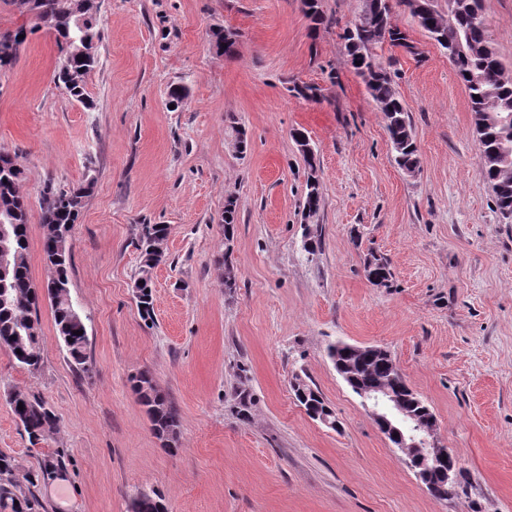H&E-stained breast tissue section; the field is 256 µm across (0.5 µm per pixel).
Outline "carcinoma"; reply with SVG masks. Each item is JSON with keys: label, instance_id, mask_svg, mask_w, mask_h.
I'll list each match as a JSON object with an SVG mask.
<instances>
[{"label": "carcinoma", "instance_id": "obj_1", "mask_svg": "<svg viewBox=\"0 0 512 512\" xmlns=\"http://www.w3.org/2000/svg\"><path fill=\"white\" fill-rule=\"evenodd\" d=\"M360 2L358 15L352 24L343 28L340 38L350 63L384 115L397 165L402 169L414 168L419 165V158L410 115L390 74L373 54V49L384 43L413 54V45L395 21V8L407 6L408 0ZM453 2L456 3V12L444 15L437 11L429 18L418 20V24L446 51L461 37L471 41L469 52L451 57L449 61L468 91L479 142L481 175L493 192L501 217L512 221V171L503 169L498 161L502 153L512 151V79L505 76L503 66L490 46L484 15H477L469 9L471 3L481 7V0ZM302 5L313 29L333 24L322 10L321 0H302ZM97 13V0H36L34 6L35 17L54 34L58 50L75 42H86V51L73 53L67 64L57 67L54 72L56 86L67 88V96L80 103L87 100V78L97 64L96 48L100 40ZM23 34L25 30L22 27L0 31L1 69L16 62L24 43L20 39ZM288 91L310 102L318 103L323 99L321 89L314 84L295 83ZM24 178L25 169L21 165L0 168V219L7 222V244L12 252L11 265L0 268V348L7 349L19 364L34 373L39 371L42 361L40 328L38 319L33 317L39 303V292L27 262L29 210L20 194ZM89 189L88 184L65 189L57 186L51 178L46 180L40 216L45 261L53 267L55 274L46 285L55 326L69 362L84 371L87 370V317L76 307L69 290L71 250L68 236L79 218ZM321 202L320 188L312 185L311 179H306L305 208L316 212ZM221 221L224 238H233L237 224L235 199L225 200ZM168 233L165 224H140L137 227L141 263V276L135 281V288L140 292L137 310L146 322H154V293L149 272L165 259L155 245L165 240ZM365 275L373 284L378 280L391 281L392 271L387 258L370 254L365 264ZM327 354L350 388L385 385L393 389L410 412L421 418L431 415L430 407L421 396L406 386L405 381L394 377L390 353H356L330 344ZM130 381L153 433L166 446H175L179 412L173 400L158 387L148 370L137 371ZM292 390L309 417L331 412L322 395L314 393L310 385L294 386ZM9 402L31 444H38L55 430V414L42 401L22 392H13ZM59 463V458L51 456L44 460L41 473L21 472L10 456L0 453V512H45L44 503L31 488L37 486L39 476L50 474L59 467ZM459 474L457 485L432 477L428 492L441 500L467 494L469 478L462 470ZM159 500L160 496L155 493H143L134 500L132 512H156Z\"/></svg>", "mask_w": 512, "mask_h": 512}]
</instances>
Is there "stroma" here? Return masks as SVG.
Masks as SVG:
<instances>
[{"label":"stroma","mask_w":512,"mask_h":512,"mask_svg":"<svg viewBox=\"0 0 512 512\" xmlns=\"http://www.w3.org/2000/svg\"><path fill=\"white\" fill-rule=\"evenodd\" d=\"M321 4L337 26L313 29L301 0H99L88 108L54 86L53 34L0 0V29L27 32L0 70V153L25 168L35 284L49 277L45 180L91 186L69 236L87 370L69 362L45 298L40 371L0 349V452L23 471L62 456L58 475L34 489L46 512H132L143 492L169 512H512V223L480 175L467 92L447 54L397 9L422 57L386 44L373 53L411 118L419 168L408 175L339 39L359 0ZM482 9L512 75V0ZM224 29L239 34L235 56L212 46ZM296 82L318 85L322 102L292 96ZM175 86L183 98L172 108ZM234 121L251 137L243 156L228 146ZM296 130L318 159L322 204L311 218ZM228 196L239 216L229 243L218 222ZM141 224L169 227L166 260L150 272L151 323L133 294ZM307 228L321 238L312 258ZM226 252L230 290L217 263ZM372 253L389 259V286L367 280ZM337 341L391 352L469 473L466 496L440 500L417 480L336 373L326 347ZM144 368L179 409L177 448L155 437L131 390ZM297 375L339 429L298 405ZM243 390L245 420L235 413ZM15 391L56 415L41 444L12 411Z\"/></svg>","instance_id":"1"}]
</instances>
